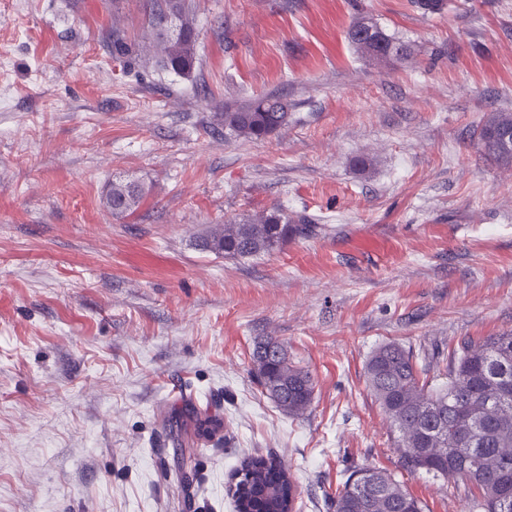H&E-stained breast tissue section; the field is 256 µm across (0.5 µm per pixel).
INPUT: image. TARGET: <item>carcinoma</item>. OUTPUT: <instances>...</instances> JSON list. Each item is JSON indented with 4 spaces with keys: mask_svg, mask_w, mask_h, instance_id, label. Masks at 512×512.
Segmentation results:
<instances>
[{
    "mask_svg": "<svg viewBox=\"0 0 512 512\" xmlns=\"http://www.w3.org/2000/svg\"><path fill=\"white\" fill-rule=\"evenodd\" d=\"M194 0H150L147 22L155 35L147 51L165 69L188 73L196 60L197 34ZM347 40L362 56L389 63L408 56V46L365 17H355ZM288 124V103L274 96L254 97L224 108V128L239 138L263 140ZM478 146L484 155L512 165V112H492L482 125ZM144 195L135 181L115 180L102 197L112 216L133 213ZM306 218L288 217L281 210L255 213L212 227L199 246L230 258H246L280 249L288 239L305 233ZM250 372L261 392L290 416L310 407L314 382L310 373L288 358L285 347L267 338L254 347ZM368 386L390 422L403 470H424L462 484L476 512H512L498 496L503 481L512 483V333L475 341L464 339L446 366L416 361L400 343L380 346L365 366ZM445 383L434 388L428 376ZM193 426L178 425L180 445L187 459L224 427L221 417L193 406L185 410ZM454 463L448 469V462ZM175 464L185 493L199 482L192 466ZM237 473L234 498L237 512H293L296 491L288 469L268 456H246ZM334 512H423L420 500L391 474L376 468L353 471L336 491Z\"/></svg>",
    "mask_w": 512,
    "mask_h": 512,
    "instance_id": "obj_1",
    "label": "carcinoma"
}]
</instances>
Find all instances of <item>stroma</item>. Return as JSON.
Segmentation results:
<instances>
[{
  "mask_svg": "<svg viewBox=\"0 0 512 512\" xmlns=\"http://www.w3.org/2000/svg\"><path fill=\"white\" fill-rule=\"evenodd\" d=\"M195 4L179 74L140 54L146 0H0V512H186L163 419L190 402L224 420L194 512H235L248 455L290 470L294 512H334L363 467L424 512H469L453 480L402 469L365 364L512 333V167L477 145L512 111V0ZM357 15L409 57H359ZM256 95L287 100V126L231 135L225 107ZM120 179L146 188L121 219L102 205ZM274 208L309 231L247 258L197 245ZM368 238L390 254L361 257ZM269 337L313 378L303 416L249 373Z\"/></svg>",
  "mask_w": 512,
  "mask_h": 512,
  "instance_id": "1",
  "label": "stroma"
}]
</instances>
